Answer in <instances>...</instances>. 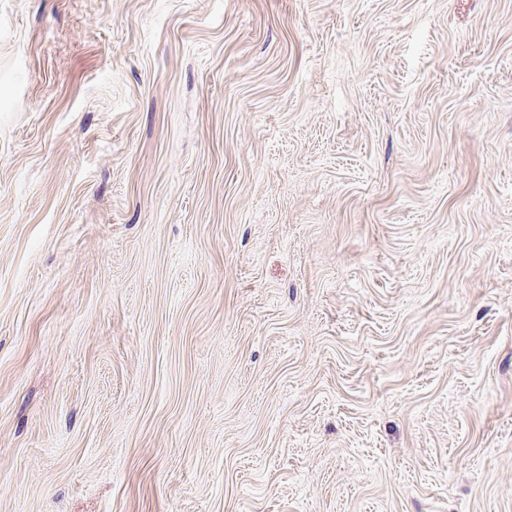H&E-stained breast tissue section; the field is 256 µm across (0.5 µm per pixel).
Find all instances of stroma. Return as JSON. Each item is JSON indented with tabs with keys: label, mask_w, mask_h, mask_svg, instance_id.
<instances>
[{
	"label": "stroma",
	"mask_w": 512,
	"mask_h": 512,
	"mask_svg": "<svg viewBox=\"0 0 512 512\" xmlns=\"http://www.w3.org/2000/svg\"><path fill=\"white\" fill-rule=\"evenodd\" d=\"M0 512H512V0H0Z\"/></svg>",
	"instance_id": "35a3bbf8"
}]
</instances>
